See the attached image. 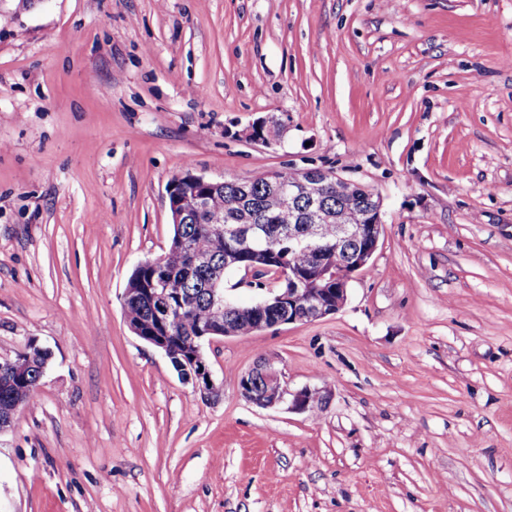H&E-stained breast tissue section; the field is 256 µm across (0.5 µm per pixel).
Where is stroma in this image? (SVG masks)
Wrapping results in <instances>:
<instances>
[{"instance_id": "1", "label": "stroma", "mask_w": 512, "mask_h": 512, "mask_svg": "<svg viewBox=\"0 0 512 512\" xmlns=\"http://www.w3.org/2000/svg\"><path fill=\"white\" fill-rule=\"evenodd\" d=\"M313 166L378 249L335 315L205 344L202 397L123 308L167 186ZM32 344L0 512H512V0H0V360ZM262 357L321 401L248 403Z\"/></svg>"}]
</instances>
